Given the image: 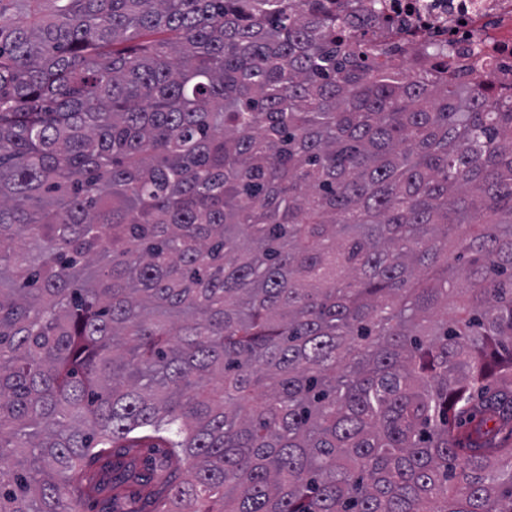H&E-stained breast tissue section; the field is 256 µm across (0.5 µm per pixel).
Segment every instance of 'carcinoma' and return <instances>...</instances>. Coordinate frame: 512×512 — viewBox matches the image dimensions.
<instances>
[{"label": "carcinoma", "instance_id": "obj_1", "mask_svg": "<svg viewBox=\"0 0 512 512\" xmlns=\"http://www.w3.org/2000/svg\"><path fill=\"white\" fill-rule=\"evenodd\" d=\"M349 25L0 0V512H512V94Z\"/></svg>", "mask_w": 512, "mask_h": 512}]
</instances>
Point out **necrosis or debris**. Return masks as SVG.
I'll return each instance as SVG.
<instances>
[{
    "label": "necrosis or debris",
    "instance_id": "obj_1",
    "mask_svg": "<svg viewBox=\"0 0 512 512\" xmlns=\"http://www.w3.org/2000/svg\"><path fill=\"white\" fill-rule=\"evenodd\" d=\"M340 9L357 16V39L393 64L465 70L493 93L512 92V0H384L375 19L370 0H342Z\"/></svg>",
    "mask_w": 512,
    "mask_h": 512
}]
</instances>
